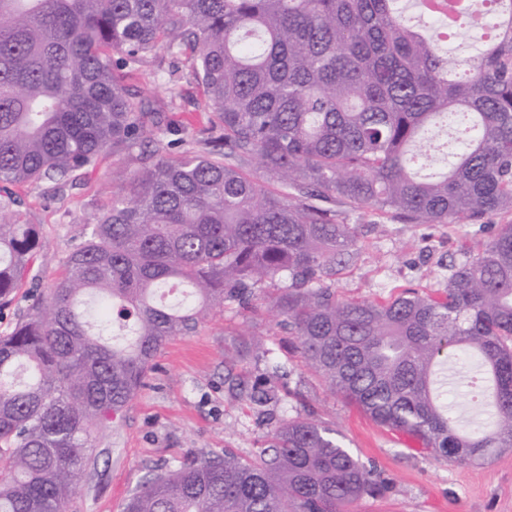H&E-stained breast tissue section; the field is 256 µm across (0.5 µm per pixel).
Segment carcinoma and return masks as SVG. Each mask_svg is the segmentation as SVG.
<instances>
[{
  "label": "carcinoma",
  "mask_w": 512,
  "mask_h": 512,
  "mask_svg": "<svg viewBox=\"0 0 512 512\" xmlns=\"http://www.w3.org/2000/svg\"><path fill=\"white\" fill-rule=\"evenodd\" d=\"M402 2L0 0V184H64L117 144L137 163L0 334V512H67L164 343L282 281L272 307L348 404L454 464L512 448V222L436 294L340 301L328 285L357 254L350 212L512 213V0H465L451 23L427 9L421 26ZM159 49L189 64L222 149L183 139L169 160L148 136L160 113L125 79ZM439 130L451 160L422 176ZM41 247L37 225L0 224V305L38 279ZM461 360L478 421L436 390ZM384 487L336 429L296 418L249 456L158 471L125 512H349Z\"/></svg>",
  "instance_id": "carcinoma-1"
}]
</instances>
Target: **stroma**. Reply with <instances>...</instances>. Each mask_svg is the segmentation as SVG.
Returning <instances> with one entry per match:
<instances>
[{
	"instance_id": "obj_1",
	"label": "stroma",
	"mask_w": 512,
	"mask_h": 512,
	"mask_svg": "<svg viewBox=\"0 0 512 512\" xmlns=\"http://www.w3.org/2000/svg\"><path fill=\"white\" fill-rule=\"evenodd\" d=\"M184 63L160 51L129 80L137 93L162 112L156 137L205 138L208 112L200 86ZM135 163L123 147L108 148L98 164L58 195L45 183L17 187L22 204L0 214V223L39 225L45 240L35 264L39 282H27L11 305L0 308V333L11 329L36 299L40 286L63 272L64 260L80 241L82 225L112 194V175ZM464 230L457 224H406L368 212H353L359 227L358 257L336 274L331 286L348 300L381 301L408 288L431 293L446 288L451 263H460L488 242L494 225ZM266 349L264 358L234 362L227 350L241 334ZM297 339L281 316L225 305L223 312L187 336L169 339L158 352L145 384L99 441L97 463L73 495L69 512H124L131 492L156 470L225 451L251 454L279 422L303 417L335 428L367 465L387 482L380 496L364 498L352 512H512V451L483 465L459 466L420 452L405 436L383 428L332 393L301 362ZM286 387L279 400L258 407L249 394L267 376Z\"/></svg>"
}]
</instances>
